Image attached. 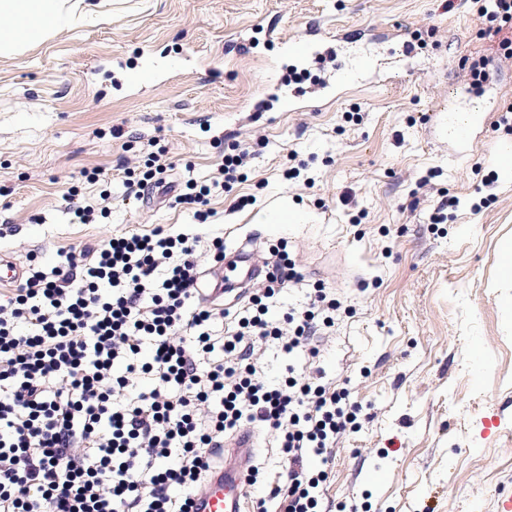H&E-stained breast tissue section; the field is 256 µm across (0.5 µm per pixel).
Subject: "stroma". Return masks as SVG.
<instances>
[{
  "label": "stroma",
  "mask_w": 512,
  "mask_h": 512,
  "mask_svg": "<svg viewBox=\"0 0 512 512\" xmlns=\"http://www.w3.org/2000/svg\"><path fill=\"white\" fill-rule=\"evenodd\" d=\"M105 20L56 32L0 55V253L47 266L125 232L161 228L224 239L270 261L286 246L300 282L268 299L271 314L306 310L324 286L335 325L319 354L265 346L258 371L279 385L288 368L345 387L361 408L358 431L331 456L324 504L367 512H502L512 501V179L494 153L512 125L490 113L457 156L436 122L467 88L466 58L485 57L512 101V60L498 59L472 0H112ZM333 33L334 97L294 112L253 106L296 36ZM422 35L415 56L403 41ZM247 39L250 51H236ZM392 75H354L363 54ZM171 162L165 177L210 186L209 223L187 205L151 209L126 194V172L150 143ZM255 147L247 179L221 185L233 147ZM305 165L302 177L287 170ZM99 169L103 183L81 180ZM78 182L102 188L112 213L76 224L63 198ZM457 199L445 223L430 215ZM301 211L294 224L275 211ZM258 478H286L274 432L255 426Z\"/></svg>",
  "instance_id": "obj_1"
}]
</instances>
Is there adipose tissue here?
Returning <instances> with one entry per match:
<instances>
[{
  "label": "adipose tissue",
  "instance_id": "ef3b65f1",
  "mask_svg": "<svg viewBox=\"0 0 512 512\" xmlns=\"http://www.w3.org/2000/svg\"><path fill=\"white\" fill-rule=\"evenodd\" d=\"M99 12L97 0L74 10L66 0H0V54H12L26 44L75 25L80 15Z\"/></svg>",
  "mask_w": 512,
  "mask_h": 512
}]
</instances>
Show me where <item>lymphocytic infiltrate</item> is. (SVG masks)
I'll list each match as a JSON object with an SVG mask.
<instances>
[{
	"label": "lymphocytic infiltrate",
	"instance_id": "f902f5d3",
	"mask_svg": "<svg viewBox=\"0 0 512 512\" xmlns=\"http://www.w3.org/2000/svg\"><path fill=\"white\" fill-rule=\"evenodd\" d=\"M199 244L126 232L0 294V512H189L214 450L255 422L289 469L253 512H319L328 472L308 460L355 429L356 407L299 374L268 386L256 362L333 319L315 306L268 319L265 299L298 277L281 250L248 314L216 334L220 311L194 302Z\"/></svg>",
	"mask_w": 512,
	"mask_h": 512
}]
</instances>
